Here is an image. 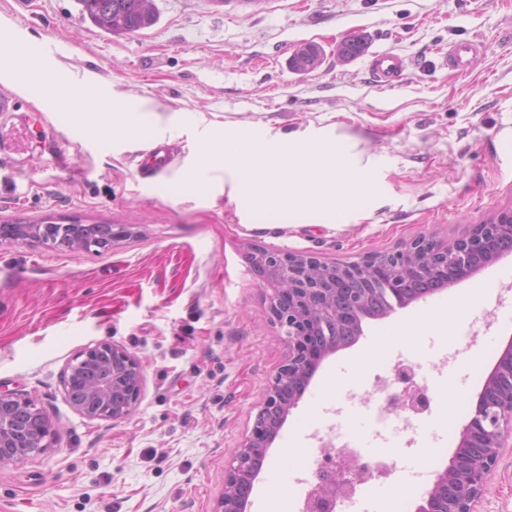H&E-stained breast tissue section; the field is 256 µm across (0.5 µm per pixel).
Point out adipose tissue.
Wrapping results in <instances>:
<instances>
[{
    "label": "adipose tissue",
    "instance_id": "ef3b65f1",
    "mask_svg": "<svg viewBox=\"0 0 512 512\" xmlns=\"http://www.w3.org/2000/svg\"><path fill=\"white\" fill-rule=\"evenodd\" d=\"M54 107L67 116L82 115L88 120L90 132L101 136H116L131 133L143 142L155 141L161 131L158 115L153 112H103L98 104L80 95H57ZM486 291L473 288L449 300L448 304L429 312L402 326L389 329L387 335L379 337L376 343L362 352L358 360L363 365L376 364L386 352L392 340L403 336H425L432 333H445L455 337L467 323L471 308L484 303Z\"/></svg>",
    "mask_w": 512,
    "mask_h": 512
}]
</instances>
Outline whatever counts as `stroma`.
<instances>
[{"label": "stroma", "mask_w": 512, "mask_h": 512, "mask_svg": "<svg viewBox=\"0 0 512 512\" xmlns=\"http://www.w3.org/2000/svg\"><path fill=\"white\" fill-rule=\"evenodd\" d=\"M159 20L111 36L82 19L77 0H0V18L24 37V50L48 48L43 68L77 76L75 92L128 111L154 108L171 160L146 170L131 136H92L83 120L64 121L40 87L9 92L0 112V224H122L112 248L81 251L35 243L0 246V388L33 396L48 413L55 444L45 454L0 467V512H214L224 468L250 435L262 393L288 345L273 321L267 290L249 252L282 249L350 262L429 233L444 242L512 210V0H155ZM363 36L366 53L347 60L338 46ZM484 43L476 70L459 76L441 64L449 45ZM313 43L324 51L308 73L290 66ZM392 51L406 63L401 85L380 88L370 54ZM226 130L287 147L294 135L340 140L349 166L375 176L368 205L341 224L256 223L235 199L231 176L196 166L199 149ZM205 195H171L185 173ZM484 284L489 298L471 320L492 322L478 370L465 360L433 371L448 337L391 344L376 367L358 353L388 328L426 314L424 301L370 320L353 346L325 358L268 450L250 495L283 498L301 512L309 484L279 483L288 453L304 466L317 453L311 434L324 425L330 386L361 390L349 421L360 436L371 380L413 359L428 365L430 392L458 383L468 393L448 437H402L396 466L357 486L373 493L422 491L410 466L434 453L448 465L501 346L512 337V284L505 256L437 295L446 303ZM126 347L143 364L139 404L125 420L89 421L67 404L61 375L85 347ZM476 512H512V438H506Z\"/></svg>", "instance_id": "stroma-1"}]
</instances>
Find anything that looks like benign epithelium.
I'll list each match as a JSON object with an SVG mask.
<instances>
[{
  "mask_svg": "<svg viewBox=\"0 0 512 512\" xmlns=\"http://www.w3.org/2000/svg\"><path fill=\"white\" fill-rule=\"evenodd\" d=\"M126 235L112 224H1L3 243H50L90 251ZM512 253V211L448 245L420 236L385 253L357 261L327 262L301 252L261 250L250 260L268 285L269 310L284 331L288 357L263 394L251 435L224 471V492L214 512H246L253 481L290 411L297 407L321 362L355 344L368 320L398 309L471 276ZM145 381L142 363L117 344L79 351L62 375L70 408L88 420L119 422L135 408ZM428 391L397 393L394 405L413 413L429 409ZM512 436V341L504 347L459 434L448 466L436 477L416 512H473L498 462L505 436ZM52 422L32 397L0 390V465L22 462L52 445ZM370 477L357 457L322 455L319 484L306 500L308 512H335L337 500Z\"/></svg>",
  "mask_w": 512,
  "mask_h": 512,
  "instance_id": "obj_1",
  "label": "benign epithelium"
}]
</instances>
